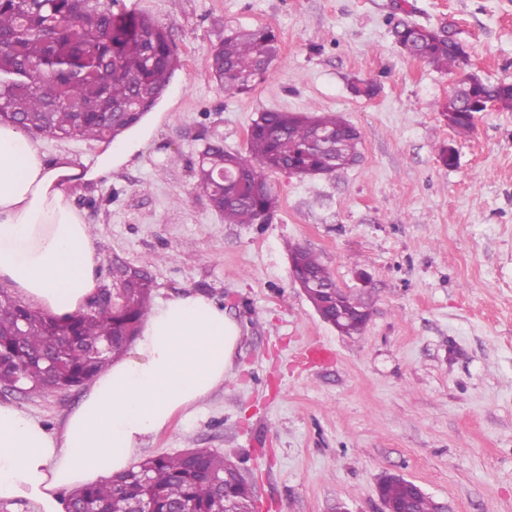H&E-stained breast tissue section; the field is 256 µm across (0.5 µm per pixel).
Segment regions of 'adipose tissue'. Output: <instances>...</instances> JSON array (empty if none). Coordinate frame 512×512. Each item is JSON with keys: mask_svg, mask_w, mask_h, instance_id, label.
Instances as JSON below:
<instances>
[{"mask_svg": "<svg viewBox=\"0 0 512 512\" xmlns=\"http://www.w3.org/2000/svg\"><path fill=\"white\" fill-rule=\"evenodd\" d=\"M148 140H125L90 162L47 157L30 134L0 124V283L47 314L86 309L101 255L70 189L111 175ZM240 329L209 296L184 290L159 299L130 351L84 388L58 430L0 402V501L68 512L73 490L128 469L178 415L190 414L233 372Z\"/></svg>", "mask_w": 512, "mask_h": 512, "instance_id": "obj_1", "label": "adipose tissue"}]
</instances>
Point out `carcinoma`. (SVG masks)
<instances>
[{
  "mask_svg": "<svg viewBox=\"0 0 512 512\" xmlns=\"http://www.w3.org/2000/svg\"><path fill=\"white\" fill-rule=\"evenodd\" d=\"M115 0H0V121L31 135L63 140L115 139L137 124L167 91L181 67L170 31L145 14L115 12ZM432 28L412 24L394 27V37L408 56L440 72L458 71L451 94L455 113L448 127L463 138L474 129L468 104L477 97L485 105L512 109V83L484 80L461 70L466 53L453 38L430 34ZM278 51V37L269 26H224L214 47L210 76L234 97L261 82ZM321 130L326 138L314 143ZM361 135L336 112L305 115L281 110L260 112L248 129V152L224 149L207 140L200 151L197 180L211 208L226 224H261L279 207L274 187L259 196L230 195L225 181L243 176L268 179L271 173L294 170L300 177L332 175L354 165ZM294 272L317 289L309 295L326 312L336 306L354 313L345 322L348 336L363 333L370 308L360 293L335 299L336 282L312 250L290 248ZM112 285L123 290L124 305L112 311L96 303L85 313L58 319L22 304L0 288V389L23 386L57 394L78 388L110 358L123 354L147 318L151 276L125 261L112 260ZM238 467L217 452L197 450L192 456H150L105 483L74 495L79 512H121L136 497L152 512L182 506L189 512H252L250 486L229 483L217 492L211 479ZM410 512H437L425 493L414 496Z\"/></svg>",
  "mask_w": 512,
  "mask_h": 512,
  "instance_id": "cac0c4a2",
  "label": "carcinoma"
}]
</instances>
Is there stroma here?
Here are the masks:
<instances>
[{
	"mask_svg": "<svg viewBox=\"0 0 512 512\" xmlns=\"http://www.w3.org/2000/svg\"><path fill=\"white\" fill-rule=\"evenodd\" d=\"M170 29L183 61L150 141L74 195L102 257L145 269L152 299L208 294L241 329L234 374L143 450L223 453L255 512H381L396 474L445 512H512V110L476 113L460 138L435 109L452 74L411 58L392 28L451 24L468 68L512 83V0H117ZM270 26L265 80L225 96L209 74L224 26ZM375 83L374 97L354 81ZM337 112L362 137L330 176L273 175L267 224H228L194 174L204 139L246 152L265 110ZM456 151L453 166L439 161ZM320 255L337 285L366 290L370 321L347 337L290 273L288 247ZM366 272L368 287L357 275ZM328 358L311 362L314 348ZM80 390L8 394L50 430Z\"/></svg>",
	"mask_w": 512,
	"mask_h": 512,
	"instance_id": "1",
	"label": "stroma"
}]
</instances>
